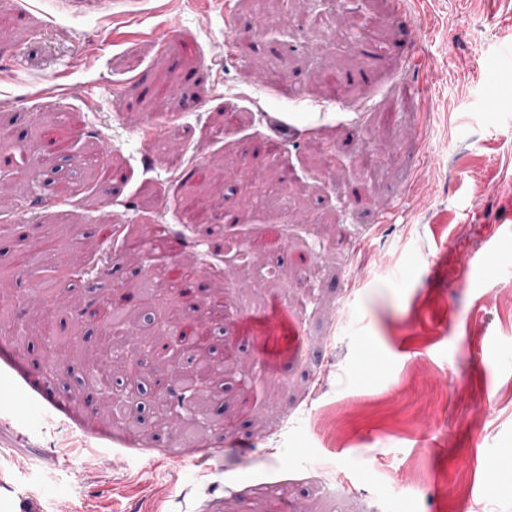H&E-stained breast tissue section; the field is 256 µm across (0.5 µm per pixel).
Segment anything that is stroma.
Returning <instances> with one entry per match:
<instances>
[{
	"label": "stroma",
	"instance_id": "stroma-1",
	"mask_svg": "<svg viewBox=\"0 0 512 512\" xmlns=\"http://www.w3.org/2000/svg\"><path fill=\"white\" fill-rule=\"evenodd\" d=\"M13 31L0 38V153L47 150L63 130L73 193H54L48 172L29 197L0 210V346L44 383L28 388L0 364V512H512L499 464L512 454V0H324L328 31L313 32L294 0H0ZM377 16L379 36L349 40L340 20ZM349 77L329 104L318 72ZM58 82L70 97L51 95ZM302 95L305 105L286 100ZM392 109L396 121L377 115ZM243 125L213 137L225 112ZM163 113L185 136L143 145L139 127ZM288 132L278 159L262 154L273 120ZM378 157L361 170L362 150ZM102 151L100 171L85 162ZM220 161L222 196L200 188L220 231L200 243L175 204L195 164ZM397 210L394 222L380 214ZM274 223L292 261L317 274L305 308L283 291L243 280L238 247ZM177 230L154 263L197 256L186 296H155V318L206 304L224 285V337L213 357L243 360L217 380L223 426L188 442L179 420L158 437L113 438L106 399L86 365L53 364L65 340L100 348L94 309L136 282L121 247L131 228ZM64 250L38 278L14 257L46 233ZM106 260L89 276L69 265L89 249ZM263 322L241 332L240 295ZM286 307L294 334L269 316ZM55 326L40 333L38 318ZM268 351L273 366L243 379ZM79 392L70 417L33 419L42 396ZM343 430L314 426L324 411ZM220 452L200 459L201 449ZM472 491L456 497L460 474ZM331 478L336 497L301 491Z\"/></svg>",
	"mask_w": 512,
	"mask_h": 512
}]
</instances>
